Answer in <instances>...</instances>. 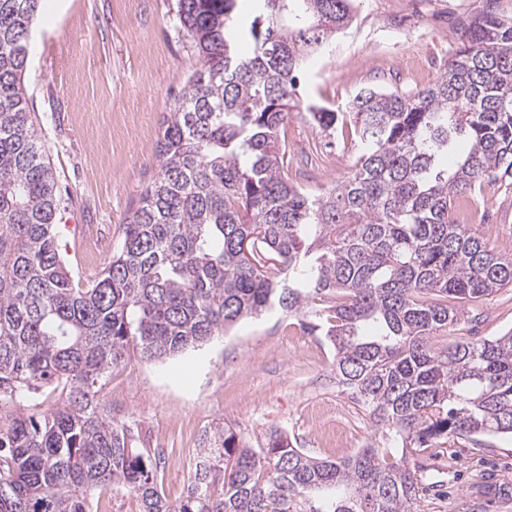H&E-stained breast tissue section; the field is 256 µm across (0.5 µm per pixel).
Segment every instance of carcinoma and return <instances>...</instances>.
Segmentation results:
<instances>
[{
  "label": "carcinoma",
  "instance_id": "cac0c4a2",
  "mask_svg": "<svg viewBox=\"0 0 512 512\" xmlns=\"http://www.w3.org/2000/svg\"><path fill=\"white\" fill-rule=\"evenodd\" d=\"M41 2L0 0V408L50 387L69 398L0 432V512H90L92 493L114 487L139 512H417L410 453L512 435V332L431 346L459 326V304L512 285V258L452 219L477 184L512 187V15L497 0L459 23L433 85L364 88L344 112L303 104L295 72L351 26V0H254L246 29L238 0H178L202 65L163 116L159 171L88 288L57 247L56 175L22 85ZM294 111L350 128L357 157L340 184L289 181ZM459 132L468 149L437 169ZM320 302V324L303 327L333 347L371 443L318 460L279 430L253 448L216 426L169 500L161 451L132 447L97 383L132 351L163 360L274 307L303 316Z\"/></svg>",
  "mask_w": 512,
  "mask_h": 512
}]
</instances>
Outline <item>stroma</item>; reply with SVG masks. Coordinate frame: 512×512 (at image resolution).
I'll use <instances>...</instances> for the list:
<instances>
[{
	"mask_svg": "<svg viewBox=\"0 0 512 512\" xmlns=\"http://www.w3.org/2000/svg\"><path fill=\"white\" fill-rule=\"evenodd\" d=\"M484 0H355L353 25L319 65H306V101L344 111L360 89L431 86L457 46L460 19ZM427 26L403 55L385 35ZM201 61L176 16L175 0H44L32 31L24 82L61 190L57 245L79 287L92 285L122 241V226L159 170L161 123ZM286 138L288 178L317 192L344 180L355 150L293 113ZM494 254L512 257V190L483 184L456 204ZM463 334L491 339L512 329V286L466 304ZM129 426L135 447L160 449L169 500L189 483L201 437L233 427L252 446L285 431L310 456L331 460L365 447L374 428L336 384L334 352L320 333L281 310L246 319L201 347L165 360L139 357L112 369L99 392ZM343 421L351 446L322 436ZM423 492L419 512H512V437L484 435L423 448L413 458Z\"/></svg>",
	"mask_w": 512,
	"mask_h": 512,
	"instance_id": "1",
	"label": "stroma"
}]
</instances>
